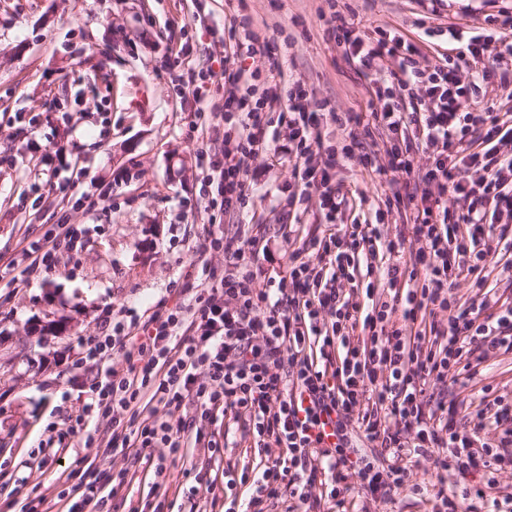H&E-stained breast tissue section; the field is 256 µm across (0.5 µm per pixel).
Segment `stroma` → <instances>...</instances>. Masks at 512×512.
I'll use <instances>...</instances> for the list:
<instances>
[{"label": "stroma", "instance_id": "1", "mask_svg": "<svg viewBox=\"0 0 512 512\" xmlns=\"http://www.w3.org/2000/svg\"><path fill=\"white\" fill-rule=\"evenodd\" d=\"M359 28L399 29L419 43L428 59L450 54V38L424 36L429 26L485 31L512 0H440L436 15L419 0H339ZM328 0H0V118L16 112L43 114V132L74 136L80 164L111 182L112 199L102 204L100 232L75 258H63L46 283H17L0 295V512H23L29 499L57 501L67 512L75 492L68 480L73 456H95L82 437L62 459L42 460L39 442L53 432L60 412L83 404L84 373L73 366L81 339L97 332L98 305L113 312H144L172 285L183 282L207 217L195 210L198 195L195 145L186 140L191 98L179 87L173 49L193 55L214 52L206 29L248 18L263 39L280 43L284 79L304 82L337 111H366L370 84L349 65L326 35ZM110 125H103V118ZM108 136H101L102 127ZM34 160L0 165V251L23 236L37 237L67 209L58 198L35 190ZM352 193L337 223L373 218L384 187L358 165L340 173ZM268 196L247 209L269 227L256 285L268 287L287 265L278 235L289 164L264 177ZM25 210H17L18 200ZM68 210V209H67ZM227 435L219 451L195 447L164 474L168 512H224V469L257 468L259 457L232 419L211 424ZM148 450L105 459L104 468H124L130 482L112 505L115 512L154 502ZM430 490L403 488L389 502L350 495L347 512H432Z\"/></svg>", "mask_w": 512, "mask_h": 512}]
</instances>
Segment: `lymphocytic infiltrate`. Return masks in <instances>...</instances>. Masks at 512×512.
<instances>
[{
	"mask_svg": "<svg viewBox=\"0 0 512 512\" xmlns=\"http://www.w3.org/2000/svg\"><path fill=\"white\" fill-rule=\"evenodd\" d=\"M329 29L343 58L370 78L368 109L338 113L300 82L277 83V46L236 25L208 27L228 59L252 58V73L204 59L199 78L221 77L223 102L196 104L187 137L196 143L198 203L209 213L194 247L183 302L159 299L149 312L113 321L111 305L98 316V333L78 344L76 367L90 370L83 406L67 415L76 435L106 419L112 435L103 455L130 448L158 451L155 476L185 448L216 447L196 419L170 423L159 408L194 405L201 415L242 422L262 456L252 496L226 512H317L319 487L337 506L354 492L388 500L411 475L413 460L434 468L480 474L462 490L439 488L436 512H512V496L489 500L495 472L512 468V404L477 387L490 356L512 350V302L488 288L486 259L512 250V119L469 109L472 88L495 80L512 85V12L499 14L497 34L469 36L456 61L430 62L405 36L376 28L362 37L353 16L333 11ZM419 95L423 110L408 111L397 89ZM223 114V124L212 121ZM10 124H27L25 144L37 154L42 186L85 214L112 196L111 184L78 166L70 149L41 138L37 117L17 112ZM385 140L384 150L355 153L330 144L333 130ZM288 162L297 189L289 204L317 199L319 222L297 238L282 224L288 264L276 287L256 279L262 224L246 222L247 200L262 185L256 159ZM386 183L375 223L340 224L349 203L337 173L348 163ZM392 217V238L378 223ZM237 228L226 232V219ZM68 214L27 241L19 255L0 254V281L44 282L60 258L80 252L95 232ZM404 254L379 262L380 251ZM471 292H455L460 276ZM122 354L114 366L113 354ZM473 387L468 405L450 399L447 385ZM336 420L333 446L321 430ZM371 455H355L351 435ZM280 453L269 457V446ZM78 501L68 512H112L127 471L110 474L95 461H76Z\"/></svg>",
	"mask_w": 512,
	"mask_h": 512,
	"instance_id": "lymphocytic-infiltrate-1",
	"label": "lymphocytic infiltrate"
}]
</instances>
